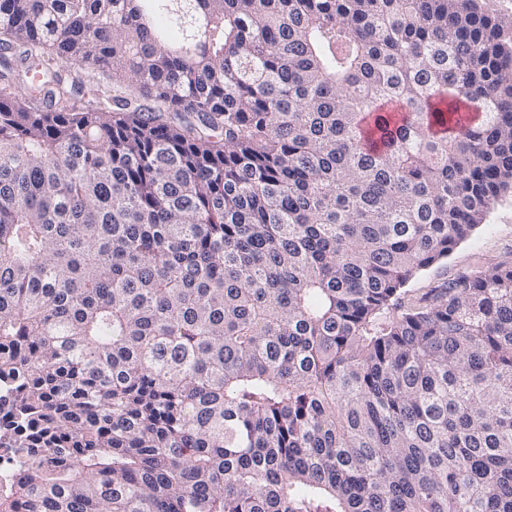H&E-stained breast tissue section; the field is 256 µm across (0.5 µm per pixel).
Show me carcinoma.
Segmentation results:
<instances>
[{
    "mask_svg": "<svg viewBox=\"0 0 512 512\" xmlns=\"http://www.w3.org/2000/svg\"><path fill=\"white\" fill-rule=\"evenodd\" d=\"M510 193L477 0H0V512H512ZM489 230H481L460 245L447 261L433 266L409 286L412 294L420 296L459 270L500 261L512 249V197L499 201L489 215Z\"/></svg>",
    "mask_w": 512,
    "mask_h": 512,
    "instance_id": "cac0c4a2",
    "label": "carcinoma"
}]
</instances>
